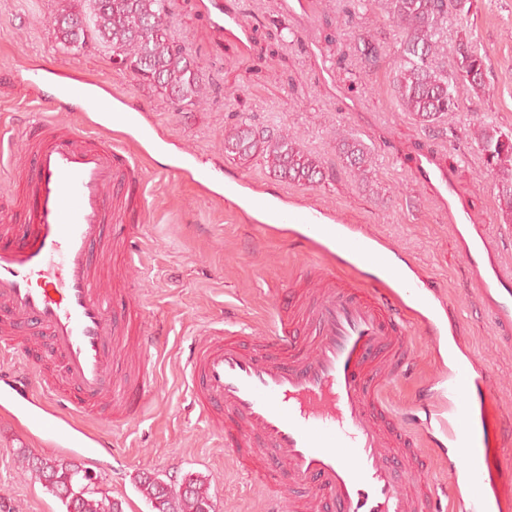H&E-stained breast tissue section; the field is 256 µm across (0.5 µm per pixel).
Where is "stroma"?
<instances>
[{"label": "stroma", "instance_id": "35a3bbf8", "mask_svg": "<svg viewBox=\"0 0 512 512\" xmlns=\"http://www.w3.org/2000/svg\"><path fill=\"white\" fill-rule=\"evenodd\" d=\"M281 2L235 0L251 27L250 40L241 45L219 39L200 0H174L171 33L189 48L211 85L206 103L178 112L115 67L104 48L64 49L52 24L57 0H0L1 140L19 143L48 103L59 121L100 122L99 113L55 93L67 80L100 87L114 104L146 111L141 127L111 133L140 165L147 199L140 248L133 261L104 255L100 263L112 272L114 311L137 306L146 332L161 338L147 353L154 382L139 422L81 418L88 428L111 435V450L75 431L59 438L53 416L38 403L0 410V502L11 512H63L57 498L21 472L22 452L85 463L101 474L125 512H152L135 486L142 473L174 484L190 473L207 477L216 512H266L270 495L287 499V483L272 488L242 479L223 436L193 406L184 359L195 340L224 320L263 334L282 291L323 259L293 244L288 230L266 229L227 194L200 188L204 170H234L250 181V195L319 208L339 223L358 225L361 234L385 238L401 261L443 290L450 321L495 376L503 409L512 410V352L494 346L486 317L467 294L474 282L443 207L409 162L420 148L437 153L449 168L458 201L488 226L503 263L512 266V224L500 217L495 180L470 137L473 122L483 117L512 131V0H478L470 14L449 13L444 38L452 44L469 36L486 55V88L430 128L418 125L398 101L386 11L357 14L355 0H305L308 21L302 25L285 15ZM363 34L382 48L372 69L354 52ZM241 119L296 135L305 150L324 160L325 182L315 187L283 182L269 174L262 159L243 164L226 157L224 129ZM338 128L371 150L370 185L355 180L339 158ZM160 148L174 151V163L155 159ZM414 344L415 359L393 388L406 407L435 371L429 335L417 332ZM32 366L50 378L62 377L38 339H29L22 351L0 348V367Z\"/></svg>", "mask_w": 512, "mask_h": 512}]
</instances>
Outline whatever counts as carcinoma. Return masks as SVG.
I'll return each instance as SVG.
<instances>
[{
  "mask_svg": "<svg viewBox=\"0 0 512 512\" xmlns=\"http://www.w3.org/2000/svg\"><path fill=\"white\" fill-rule=\"evenodd\" d=\"M78 0H59L54 17L58 39L79 49L89 42L112 52V62L146 85L190 111L208 95L204 75L187 47L170 33V0H85L89 10L76 9ZM369 6L387 5L399 41L395 89L403 110L424 128L459 107L465 93L484 89L485 58L464 36L446 49L443 22L448 11L468 12L475 0H362ZM357 51L366 66L378 62V47L365 38ZM451 52L454 69L437 65L438 56ZM474 139L487 172L497 176L503 223H512V131L481 123ZM336 149L345 166L366 183L372 161L361 141L336 133ZM224 154L248 162L262 158L270 173L286 182L314 184L323 179L324 165L304 150L297 137L274 133L241 121L224 129ZM21 469L57 498L64 512H124L122 502L102 488L93 469L72 459L19 455ZM138 491L154 512H215L209 482L187 475L172 486L151 474L137 476Z\"/></svg>",
  "mask_w": 512,
  "mask_h": 512,
  "instance_id": "carcinoma-1",
  "label": "carcinoma"
}]
</instances>
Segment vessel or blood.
<instances>
[{
    "label": "vessel or blood",
    "mask_w": 512,
    "mask_h": 512,
    "mask_svg": "<svg viewBox=\"0 0 512 512\" xmlns=\"http://www.w3.org/2000/svg\"><path fill=\"white\" fill-rule=\"evenodd\" d=\"M218 35L248 42L251 28L228 0H203ZM31 166L23 174L18 208L0 209V334L35 332L60 362L63 382L21 372L14 383L41 391L69 414L136 423L150 379L124 387L114 367L125 331L139 347L158 344L140 311L115 318L98 257L114 226L132 260L141 239L135 220L147 201L132 156L111 138L52 119L23 137ZM412 164L448 212L450 231L476 288L469 295L491 322L494 342L512 350V269L505 268L485 225L456 201L454 183L433 153ZM300 224L311 251L329 256L330 227L319 210L280 215ZM315 290L291 288L268 335L211 327L185 359L187 382L202 416L224 436L239 471L265 480L264 465L286 473L294 494L311 496L312 512H430L434 490L411 491L401 473L423 466L428 447L444 433L468 453L471 411L478 394L498 398L497 383L477 360L454 370L439 367L440 388L427 391V420L411 419L389 402V386L413 360V323L405 295L420 285L349 281L334 266L307 268ZM68 391H61V383ZM495 438L474 460L468 512H485L494 498L512 512V418L492 417Z\"/></svg>",
    "instance_id": "b4317fda"
}]
</instances>
